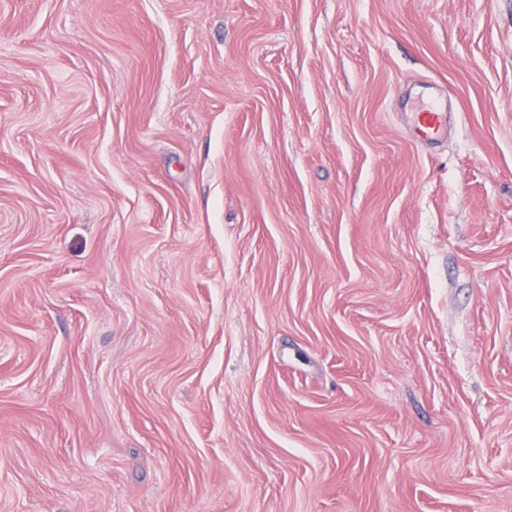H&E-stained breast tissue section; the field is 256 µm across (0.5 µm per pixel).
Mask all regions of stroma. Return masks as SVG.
Masks as SVG:
<instances>
[{"label":"stroma","mask_w":512,"mask_h":512,"mask_svg":"<svg viewBox=\"0 0 512 512\" xmlns=\"http://www.w3.org/2000/svg\"><path fill=\"white\" fill-rule=\"evenodd\" d=\"M0 512H512V0H0ZM448 101L433 96L421 97L412 113L414 124L426 138L436 139L448 126Z\"/></svg>","instance_id":"1"}]
</instances>
